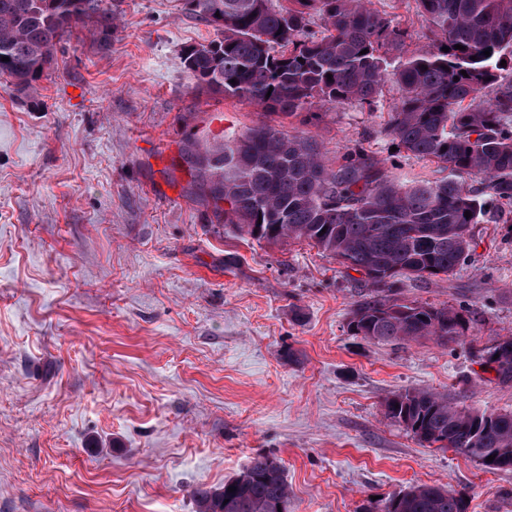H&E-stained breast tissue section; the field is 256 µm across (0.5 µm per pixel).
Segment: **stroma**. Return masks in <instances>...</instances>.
Returning a JSON list of instances; mask_svg holds the SVG:
<instances>
[{"label":"stroma","instance_id":"1","mask_svg":"<svg viewBox=\"0 0 512 512\" xmlns=\"http://www.w3.org/2000/svg\"><path fill=\"white\" fill-rule=\"evenodd\" d=\"M120 9L106 48L77 30L28 96L0 85V512H196L195 488L259 452L285 466L288 512H365L423 483L512 512V471L422 447L383 413L422 387L512 413V382L478 363L512 337V212L475 225L453 273L397 282L400 299L465 314L467 336H353L359 273L241 235L189 193L187 141L298 118L195 91L181 51L216 33L176 0ZM398 98L388 84L376 111L321 108L325 164L359 145L402 181L434 178L391 152Z\"/></svg>","mask_w":512,"mask_h":512}]
</instances>
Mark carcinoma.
I'll return each instance as SVG.
<instances>
[{"label":"carcinoma","instance_id":"carcinoma-1","mask_svg":"<svg viewBox=\"0 0 512 512\" xmlns=\"http://www.w3.org/2000/svg\"><path fill=\"white\" fill-rule=\"evenodd\" d=\"M178 2L217 32L182 51L200 91L300 115L309 125L325 105L372 112L385 83L397 87L385 131L398 152L436 162L434 180L402 182L361 147L328 168L313 135L265 123L211 147L192 143L186 160L237 232L274 246L305 241L362 274L368 292L351 310L354 335L445 345L465 336L463 313L402 301L392 284L451 273L469 255L472 226L488 210L512 207V0H415L427 44L412 52V33L372 0ZM116 20L112 0H0V58H9L0 61V78L24 95L74 29H87L104 48ZM483 362L493 364L496 380L511 382L512 337ZM383 409L425 447L451 449L488 470L512 469V413L461 409L426 389L395 394ZM193 497L197 512H288L290 490L283 463L258 453L224 485ZM369 512H468V502L459 491L418 484Z\"/></svg>","mask_w":512,"mask_h":512}]
</instances>
